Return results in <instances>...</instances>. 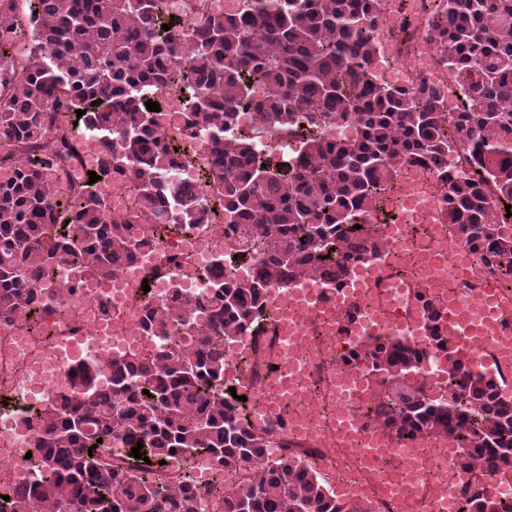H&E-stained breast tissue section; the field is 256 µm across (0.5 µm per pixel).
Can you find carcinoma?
<instances>
[{
  "label": "carcinoma",
  "instance_id": "obj_1",
  "mask_svg": "<svg viewBox=\"0 0 512 512\" xmlns=\"http://www.w3.org/2000/svg\"><path fill=\"white\" fill-rule=\"evenodd\" d=\"M425 33L463 87L464 109L451 118L431 86L376 81L379 0H247L235 16L206 6L181 18L167 0H0V317L34 321L36 286L58 261L82 282L112 277L138 247L142 214L159 219L170 203L184 229L202 221L207 196L163 183L186 147L162 142L145 105L150 87L184 86L185 128L202 129L216 155L203 181L222 196L224 252L259 261L255 278L219 282L203 301L176 289L147 306L144 329L186 345L113 363L108 388L96 363L78 364L68 392L43 408L37 479L0 512H198L189 475L159 464L174 454H205L225 472L249 466L216 512H367L327 488L290 443L278 461L264 459L270 432L253 428L244 402L218 393L224 340L250 329L267 289L307 265L335 255L339 277L379 254L371 220L415 163L448 183L445 222L487 272L512 277V216L503 213L512 204V0H433ZM250 105L261 131L302 134L295 170L262 167L255 136L238 131ZM78 109L96 175L129 180L133 216L112 219L95 186L72 177L79 145L68 119ZM449 123L478 177L448 172ZM345 126L356 135L336 137ZM201 310L206 329L195 326ZM441 321L426 301L424 336L453 363L446 396L427 393L417 376L423 352L402 338L370 337L349 361L373 378L389 433L454 437L456 468L477 485L512 464V399L467 367ZM113 439L142 443L141 458L102 457ZM464 495L468 512H502L480 488Z\"/></svg>",
  "mask_w": 512,
  "mask_h": 512
}]
</instances>
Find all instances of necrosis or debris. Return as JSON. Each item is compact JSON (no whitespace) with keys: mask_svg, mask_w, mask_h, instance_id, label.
<instances>
[{"mask_svg":"<svg viewBox=\"0 0 512 512\" xmlns=\"http://www.w3.org/2000/svg\"><path fill=\"white\" fill-rule=\"evenodd\" d=\"M382 4L386 34L378 48V81L409 89L424 83L434 86L444 111H461L464 101L449 67L439 63L424 33L402 27V15L425 18L428 0ZM191 145L193 152L181 160L176 183L199 193L201 176L214 155L203 134H196ZM400 180L410 187V203L396 206L390 215L393 231L384 237L387 251L409 267L432 271L436 261L416 247L435 241L449 263L453 286L461 296L475 298L478 288L495 278L445 223L442 200L447 185L421 163L404 168ZM164 220L170 233L157 243L144 240L133 260L122 262L111 279L88 281L71 294L69 268L54 267L39 287L41 308L33 326L18 317L0 318V494L17 493L32 483L26 457L35 448L31 413L67 392L77 363L99 364L105 386L112 380L113 362L164 346V338L143 329L147 303L168 300L175 286L195 299L209 294L218 277L247 282L256 276V262L223 258V225L204 223L186 231L171 211ZM404 335L424 353L422 376L432 395H442L448 389L450 361L418 332L408 329ZM511 343L506 336H469L462 351L470 355L472 370L493 377L495 353ZM331 347V337L312 321H289L286 331L275 335L257 324L225 345L224 387L246 397L247 416H262L271 389L265 358L275 353L296 386L287 403L296 424L283 437L313 450V461L329 483L348 485V499L370 500L371 512H404L409 500L415 512H427V502L437 498L445 502V512H465L453 441L445 437L383 443L385 431L375 420L377 395L364 368L337 359Z\"/></svg>","mask_w":512,"mask_h":512,"instance_id":"obj_1","label":"necrosis or debris"}]
</instances>
